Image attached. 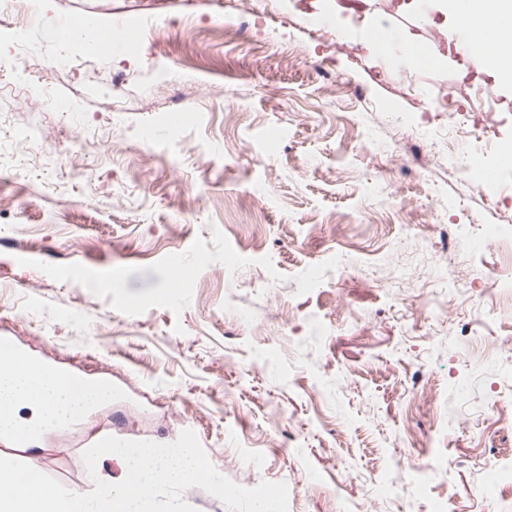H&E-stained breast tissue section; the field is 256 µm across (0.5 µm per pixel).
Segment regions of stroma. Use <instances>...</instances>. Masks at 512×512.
I'll return each mask as SVG.
<instances>
[{
  "mask_svg": "<svg viewBox=\"0 0 512 512\" xmlns=\"http://www.w3.org/2000/svg\"><path fill=\"white\" fill-rule=\"evenodd\" d=\"M30 3L0 26V335L112 396L22 462L88 492L94 439L190 424L288 512H501L512 168L489 202L448 163L512 146V82L400 0ZM34 13L142 36L58 68L64 45L15 39ZM376 25L445 64H388ZM472 84L492 108L457 139L436 111ZM445 224L470 230L450 255Z\"/></svg>",
  "mask_w": 512,
  "mask_h": 512,
  "instance_id": "1",
  "label": "stroma"
}]
</instances>
